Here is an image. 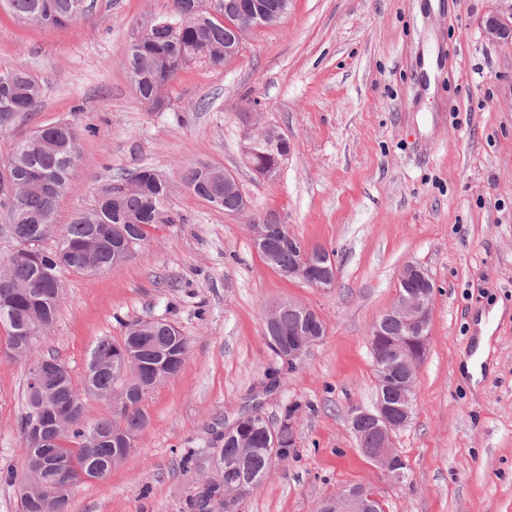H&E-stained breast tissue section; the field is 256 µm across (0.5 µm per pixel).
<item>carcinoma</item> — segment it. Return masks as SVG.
I'll list each match as a JSON object with an SVG mask.
<instances>
[{
  "instance_id": "obj_1",
  "label": "carcinoma",
  "mask_w": 512,
  "mask_h": 512,
  "mask_svg": "<svg viewBox=\"0 0 512 512\" xmlns=\"http://www.w3.org/2000/svg\"><path fill=\"white\" fill-rule=\"evenodd\" d=\"M171 11L157 18L158 26L139 42H132L125 54V67L140 99L149 107L161 111L167 108L166 86L188 62L203 59L214 67L224 65V48L235 45L234 31L224 22L206 18L198 22H183L174 29L170 24L179 20L193 6L194 0H171ZM226 12L242 13L260 3L268 15L282 9V0H224ZM12 14L24 21L43 26L58 27L75 20L86 10L85 0H3ZM42 95V87L21 64L0 71V128L8 125L16 115L31 111ZM78 136L67 124L44 127L21 143L7 162L12 190L4 199L11 224L7 232L17 243L33 240L38 224L51 222L65 191L74 163L68 156L78 159ZM258 170H278L280 165L265 148L258 149L251 157ZM154 169L142 168L134 174L142 184L138 192L122 196L117 202H98L83 213L74 223L60 229L55 249H39L38 258L28 261L11 256L9 280L13 288H0V325L6 328V351L9 357L13 339L28 322L38 325L39 332L47 331L56 320L59 301L54 299L55 282L64 269L82 271L81 265L89 263L86 270L97 275L117 266L114 248L117 244L108 238L109 226L135 225L132 236L134 246H140L149 236V230L158 224L171 223L166 203L168 192L154 182ZM187 187L197 196L206 198L203 185V168L195 167L180 174ZM242 191L238 187L222 186L219 207L227 214L239 208ZM313 251L312 259L324 258L330 264V253L322 246H310L293 235L288 225L265 242L261 255L272 258L271 266L286 270L294 265L302 249ZM387 336L374 351L375 361L394 360L390 340L400 335V327L385 320ZM301 325V316L281 310L272 328L265 329L268 341L280 348L288 347V338ZM135 350L139 359V373L131 378L129 403L112 407L110 415L91 426L84 421L86 396L103 398L117 385V364L126 352ZM189 353V343L178 329L166 321L156 327H146L144 321L125 325L124 336L115 339L104 337L91 352L99 366L82 381L77 389L69 370L55 357L41 356L31 362L26 378V409L21 427L31 419L30 411L45 406L49 412L61 416L68 424L58 431L53 423L42 425L37 439L25 440L26 451L31 454L28 465L37 470L45 462L54 467L53 483L35 488L21 497L22 512H65L66 498L57 495V486L73 487L90 479H102L109 470L107 464L112 449L133 444L135 436L148 424L144 402L153 387V375L161 370L175 376L181 370ZM49 361L46 379L50 394L42 399L33 388V366ZM300 405L286 407L277 426L265 422L246 420L241 430L224 442L222 461L224 481L244 485L250 492L262 483V474L268 469V434L277 436L275 459L286 462L296 452L293 420Z\"/></svg>"
}]
</instances>
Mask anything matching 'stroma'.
I'll use <instances>...</instances> for the list:
<instances>
[{
	"mask_svg": "<svg viewBox=\"0 0 512 512\" xmlns=\"http://www.w3.org/2000/svg\"><path fill=\"white\" fill-rule=\"evenodd\" d=\"M88 2L85 17L58 28L0 7V71L24 64L43 88L35 111L0 129V187L16 147L64 122L80 158L57 226L142 167L170 178L176 221L105 273L62 272L57 319L35 353L56 356L78 384L100 337L157 317L190 353L145 401L149 424L127 460L74 487L68 512H189L225 427L256 402L273 422L288 405L302 409L295 455L241 512H317L354 485L374 489L385 512H512V45L485 33L487 17L512 15V0H290L232 63L185 66L163 112L142 103L123 58L171 0ZM245 112L262 113L289 143L276 180L244 162ZM202 164L236 176L249 213H225L184 186L180 172ZM268 214L334 251L335 287L267 266L249 221ZM409 263L431 276L433 309L414 417L395 438L407 477L391 485L359 453L348 418L376 401L368 331ZM288 299L315 309L325 334L267 393L263 317ZM499 304L476 380L465 369L475 324ZM29 365L0 351V512H20L27 479Z\"/></svg>",
	"mask_w": 512,
	"mask_h": 512,
	"instance_id": "1",
	"label": "stroma"
}]
</instances>
